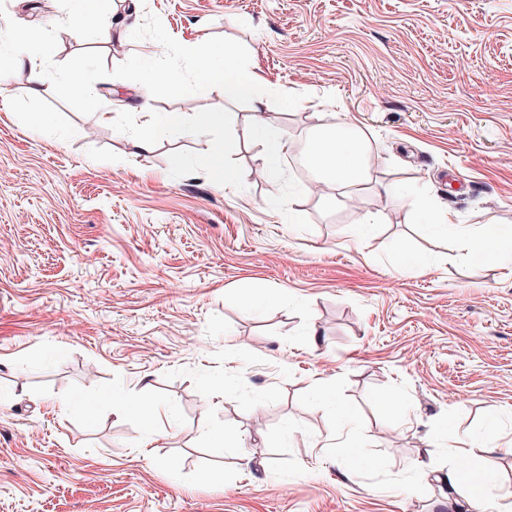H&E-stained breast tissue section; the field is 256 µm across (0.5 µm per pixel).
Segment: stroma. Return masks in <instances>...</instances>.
<instances>
[{"mask_svg":"<svg viewBox=\"0 0 512 512\" xmlns=\"http://www.w3.org/2000/svg\"><path fill=\"white\" fill-rule=\"evenodd\" d=\"M72 7L0 0L41 34L23 53L111 112L0 67V512H453L452 466L496 473L512 512V454L464 459L444 435L512 433V263L473 238L512 225V0H102L101 23L135 18L112 42L72 37ZM162 36L235 47L289 142L353 125L373 158L356 205L327 207L287 156L271 178L251 100L146 87ZM151 112L224 122L132 155ZM227 137L238 177L218 188L199 161ZM424 205L468 236L432 233ZM253 288L271 302L238 304ZM128 395L164 409L148 445Z\"/></svg>","mask_w":512,"mask_h":512,"instance_id":"obj_1","label":"stroma"}]
</instances>
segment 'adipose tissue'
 I'll use <instances>...</instances> for the list:
<instances>
[{
    "instance_id": "adipose-tissue-1",
    "label": "adipose tissue",
    "mask_w": 512,
    "mask_h": 512,
    "mask_svg": "<svg viewBox=\"0 0 512 512\" xmlns=\"http://www.w3.org/2000/svg\"><path fill=\"white\" fill-rule=\"evenodd\" d=\"M35 31L10 26L0 40V58L8 57L18 68L28 69L31 76L30 93L38 97L51 92L66 97L80 96L85 104L100 114H107L108 104L88 79L68 73H52L43 59L16 54L17 43L37 40ZM171 47L166 40H158L156 63L144 71L146 85H166L170 90L189 95L193 85L206 80L224 98L237 99L253 96L259 83L258 74L240 63L238 53L219 43H206L187 52L194 66L183 72L168 63ZM307 168L316 181L332 189L355 192L370 178L371 166L363 139L347 122L339 121L318 131L304 155Z\"/></svg>"
}]
</instances>
